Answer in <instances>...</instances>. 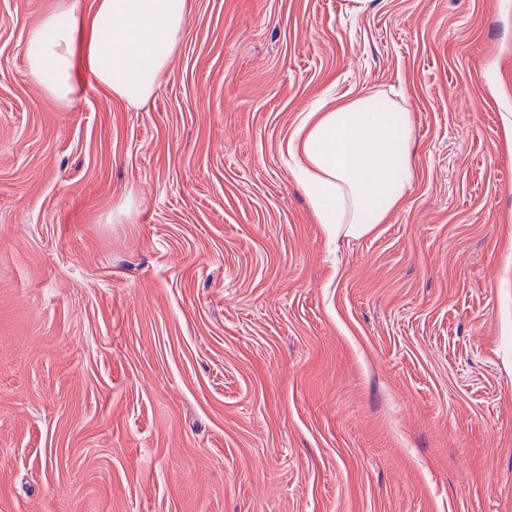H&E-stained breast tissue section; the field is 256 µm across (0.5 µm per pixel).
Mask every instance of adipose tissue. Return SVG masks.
<instances>
[{
    "instance_id": "1",
    "label": "adipose tissue",
    "mask_w": 512,
    "mask_h": 512,
    "mask_svg": "<svg viewBox=\"0 0 512 512\" xmlns=\"http://www.w3.org/2000/svg\"><path fill=\"white\" fill-rule=\"evenodd\" d=\"M187 21V0H97L88 22L73 0H60L26 38L28 70L60 100L73 93L78 67L139 105L160 87ZM285 154L326 233L360 238L386 223L414 180L413 115L383 91L318 99Z\"/></svg>"
}]
</instances>
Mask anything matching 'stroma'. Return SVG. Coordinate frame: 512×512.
<instances>
[{
    "label": "stroma",
    "mask_w": 512,
    "mask_h": 512,
    "mask_svg": "<svg viewBox=\"0 0 512 512\" xmlns=\"http://www.w3.org/2000/svg\"><path fill=\"white\" fill-rule=\"evenodd\" d=\"M0 0V512H512V0H188L156 94ZM415 117L329 238L283 149L327 92Z\"/></svg>",
    "instance_id": "35a3bbf8"
}]
</instances>
